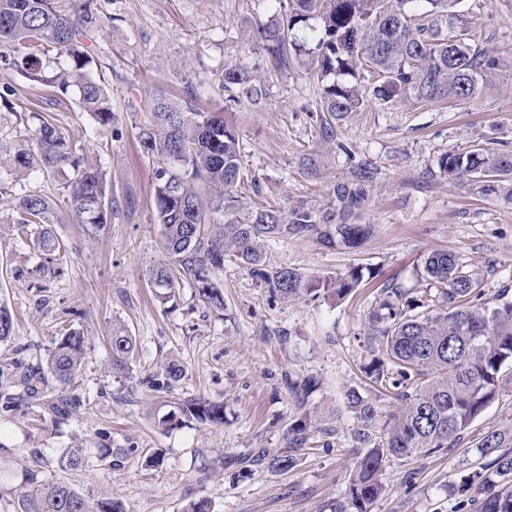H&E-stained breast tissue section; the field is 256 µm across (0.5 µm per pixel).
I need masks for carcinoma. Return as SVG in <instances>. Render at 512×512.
Listing matches in <instances>:
<instances>
[{
  "mask_svg": "<svg viewBox=\"0 0 512 512\" xmlns=\"http://www.w3.org/2000/svg\"><path fill=\"white\" fill-rule=\"evenodd\" d=\"M426 3L428 10L421 8ZM461 0H280L281 18L256 28L253 41L280 66L307 59L320 78L342 76L320 89V111L338 120L371 103L396 100L431 101L473 98L484 77L499 70V55L476 45L471 21L455 10ZM311 18L320 27L298 38L295 28ZM89 16L81 0H0V62L26 45L39 55L25 61L30 77L39 75L41 58L66 59L53 76L65 92L75 86L80 110L95 122L112 125L115 113L102 82L86 78L90 63L85 44ZM257 71L245 65L224 70V88L236 89L257 106L262 97ZM195 92L181 103L158 98L139 127L138 137L156 170V204L163 225L165 261L150 269V279L165 301L185 278L197 300L207 309L224 313V289L215 278L224 260L233 257L250 268L283 299L326 298L340 303L364 280L363 268L336 276H312L297 268L269 269L265 241L288 235L317 233L331 244L355 249L372 234L373 225L356 223L376 181L368 164L356 168L336 187V205L319 210L302 199L286 210L253 205L241 208L237 185L241 180L239 135L222 112H202ZM37 151L17 149L11 161L20 172L38 168L54 173L66 166L76 175L62 186V196L79 224L101 228L112 220L105 174L87 165L63 130L44 123L36 131ZM440 172L452 180L475 183L512 179V153H489L476 145L451 150L438 159ZM22 234L33 236L38 249L53 255L60 242L46 228L52 205L35 191L13 198ZM224 214V223L215 215ZM426 288L411 296L398 285L381 289L377 305L367 318L371 358L362 364L369 383L400 401L398 412L381 420L376 401L351 386L345 407L353 419L352 438L357 456L343 497L333 512H371L386 493L381 475L390 461L408 460L444 448H456L466 431L507 385L512 374V298L505 288L483 297L480 278L448 251L429 254L423 264ZM15 318L0 303V342L14 335ZM112 372L130 373L135 337L121 324L109 336ZM85 338L69 328L49 351L48 372L64 386L79 372ZM290 392L305 405L320 386L313 376L288 383ZM45 396L49 391L39 372L0 371V400L8 408L14 392ZM186 420L203 425L224 424V403L205 398L189 400L158 420L169 429ZM334 431L317 425L305 412L293 420L276 450L256 448L249 458L226 457L221 465L236 467L235 475H252L262 465L285 473L300 464V450L315 433ZM484 462L448 484V498L456 509L470 512H512V429L486 433L476 443ZM135 448H104L98 459L112 466L135 454ZM90 461L83 450L65 451L58 460L63 469L78 470ZM21 512H126L117 501L91 504L65 482H46L23 495Z\"/></svg>",
  "mask_w": 512,
  "mask_h": 512,
  "instance_id": "obj_1",
  "label": "carcinoma"
}]
</instances>
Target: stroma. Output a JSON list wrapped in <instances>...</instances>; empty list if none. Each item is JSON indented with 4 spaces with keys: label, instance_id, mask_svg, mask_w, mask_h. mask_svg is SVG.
<instances>
[{
    "label": "stroma",
    "instance_id": "1",
    "mask_svg": "<svg viewBox=\"0 0 512 512\" xmlns=\"http://www.w3.org/2000/svg\"><path fill=\"white\" fill-rule=\"evenodd\" d=\"M93 21L87 42V77L104 82L117 115L102 127L80 112L78 90L30 81L21 67L0 66L24 105L0 103V303L16 316V331L0 344V366L46 371L48 351L62 325L83 332L87 345L68 396L81 409L53 413L47 400L0 408V512H17L20 495L47 481L66 482L94 499L121 501L127 512H182L191 497H205L212 512H330L346 490L355 451L344 391L374 395L383 414L394 411L389 393H373L359 367L366 316L383 283L425 288L428 254L446 250L475 272L486 296L512 289V184L450 182L437 160L449 150L481 146L512 152V65L490 74L465 102L445 99L369 107L333 121L325 136L316 116L321 83L298 63L273 70L250 33L280 17L279 0H90ZM480 8L479 47L512 58V0H461L460 10ZM258 69L264 88L260 107L224 89L226 67ZM199 105L220 110L240 138L243 206L260 202L286 208L306 199L333 204L337 183L367 163L376 187L360 210L374 232L349 250L321 242L317 234L274 238L265 245L268 267H292L313 276L368 268L373 278L343 303L322 297L289 302L234 259L218 278L224 312L201 307L189 282L160 302L149 270L164 261L162 226L154 196V165L138 140L152 103L151 90L174 100L187 89ZM50 121L99 164L115 212L111 224L93 229L73 223L61 196L73 169L44 174L17 172L15 149H35L34 131ZM37 190L56 203L53 233L63 250L59 273H40L42 256L21 235L11 194ZM124 325L137 349L128 377L113 375L107 341L113 324ZM170 367L182 379L169 389L150 384ZM313 375L319 389L299 406L288 384ZM202 397L224 403L220 425L191 424L171 430L157 418L179 403ZM312 411L333 429L329 446L314 443L300 466L287 473L258 467L251 477L231 474L200 479L201 467H219L226 456L254 448L281 447L291 420ZM512 428V390H504L472 423L452 452L439 451L386 466V495L373 512H452L449 482L478 460L473 441ZM85 448L88 468L61 469L65 449ZM102 448H131L120 467L97 461ZM162 453L164 464L143 460Z\"/></svg>",
    "mask_w": 512,
    "mask_h": 512
}]
</instances>
